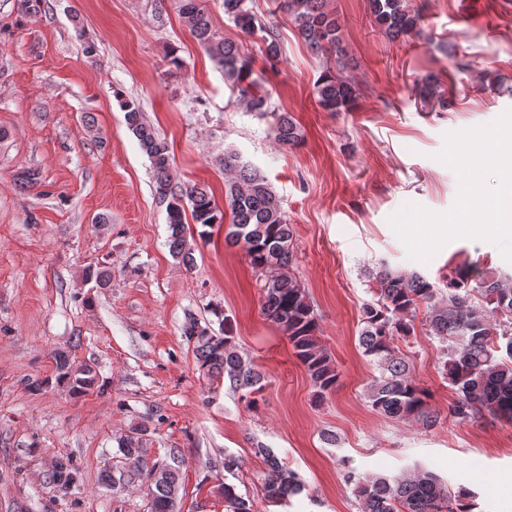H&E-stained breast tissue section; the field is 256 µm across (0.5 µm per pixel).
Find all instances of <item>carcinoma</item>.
I'll return each instance as SVG.
<instances>
[{
    "mask_svg": "<svg viewBox=\"0 0 512 512\" xmlns=\"http://www.w3.org/2000/svg\"><path fill=\"white\" fill-rule=\"evenodd\" d=\"M224 15L246 35L261 34L264 57L273 62L281 53L274 27L247 6V0H223ZM330 0H280L279 6L295 23L299 34L313 53L325 60V69L316 81L320 106L330 112L349 111L359 90L344 79L335 66L342 62L341 27ZM178 11L191 35L224 70V81L238 93V102L247 112L270 111L271 94L250 81L253 58L242 46L217 36L209 12L202 0H177ZM374 21L393 38L421 34L423 16L409 0H369ZM128 128L148 156L154 174L155 195L166 204L167 245L174 259L189 267L193 264V245L189 237L205 239L210 228L228 223L225 243L238 246L251 268L263 281L262 313L289 339L295 355L305 367L323 399L336 389L338 374L330 356L319 344L317 316L306 289L294 272V228L288 223L280 201L260 172L243 163L238 154L224 152V171L231 174L225 183V200L229 213L221 210L206 188L180 180L168 142L148 125L139 102L119 98ZM274 138L282 146H297L301 135L293 118L282 112L275 116ZM191 215L199 231L191 233L186 215ZM112 273L88 266L84 282L106 287ZM374 283V299L362 307L359 344L364 355L379 370L367 389L371 407L380 414L398 420H416L431 427L437 415L430 409V392L412 376L406 356L394 345L397 336L414 332L418 305L426 306V334L446 344L447 359L443 370L456 390L449 414L459 421L487 412L512 419V279L494 271L473 277L470 269H459L448 280V294L418 275H405L382 265L369 273ZM485 304H476L475 295ZM182 334L193 343L199 371L211 382L229 379L234 387L245 391L250 402L263 390V377L253 362L237 349L227 328L217 335L186 318ZM58 379L67 381L73 391L85 393L97 383V373L90 365H77L69 355L54 357ZM121 456L134 466L117 470L107 482L125 484L136 480L148 483V512H174L180 488V461L150 464L138 441L122 438L118 443ZM257 453L267 465L263 496L271 503L283 504L305 489L295 472L283 468L268 448ZM53 480L68 487L75 483L76 472L69 458H60ZM346 481L355 485L361 512H471L462 499L451 496L448 488L431 472L418 468L393 478H362L353 471ZM226 512H253L250 500L238 495L234 486L224 484Z\"/></svg>",
    "mask_w": 512,
    "mask_h": 512,
    "instance_id": "obj_1",
    "label": "carcinoma"
}]
</instances>
